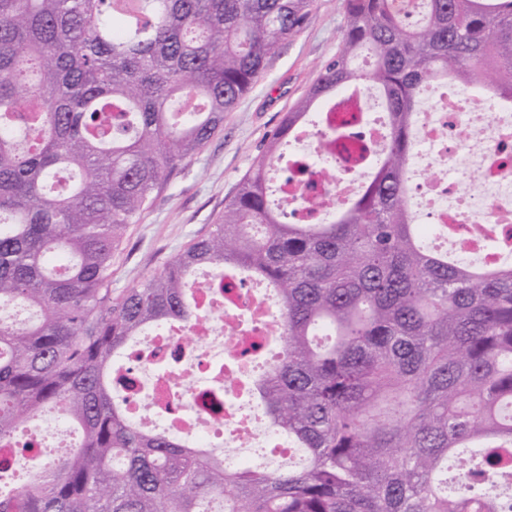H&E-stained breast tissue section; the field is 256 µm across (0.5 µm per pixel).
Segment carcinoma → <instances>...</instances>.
<instances>
[{"label":"carcinoma","mask_w":512,"mask_h":512,"mask_svg":"<svg viewBox=\"0 0 512 512\" xmlns=\"http://www.w3.org/2000/svg\"><path fill=\"white\" fill-rule=\"evenodd\" d=\"M342 48L284 113L209 232L112 295V257L169 177L224 127L313 0H0V440L46 407L78 447L0 512H502L512 491V260L429 248L408 207L422 88L512 97V0H344ZM365 49L373 61L355 66ZM381 98L376 173L330 219L268 200L311 109ZM276 293L280 351L258 405L302 464L221 455L129 420L113 363L153 326L193 322L191 276Z\"/></svg>","instance_id":"cac0c4a2"}]
</instances>
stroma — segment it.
<instances>
[{
  "mask_svg": "<svg viewBox=\"0 0 512 512\" xmlns=\"http://www.w3.org/2000/svg\"><path fill=\"white\" fill-rule=\"evenodd\" d=\"M344 0H314L305 27L279 43L265 70L223 129L174 172L139 223L130 225L112 260V292L149 275L224 212V201L250 167L284 112L307 92L321 67L342 45Z\"/></svg>",
  "mask_w": 512,
  "mask_h": 512,
  "instance_id": "obj_1",
  "label": "stroma"
}]
</instances>
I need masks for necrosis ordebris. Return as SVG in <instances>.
Listing matches in <instances>:
<instances>
[{"mask_svg": "<svg viewBox=\"0 0 512 512\" xmlns=\"http://www.w3.org/2000/svg\"><path fill=\"white\" fill-rule=\"evenodd\" d=\"M368 95L341 97L327 108V121L306 127L296 153L332 161V176L306 182L278 181L276 191L292 220L318 217L355 192L363 173L359 161L329 152V132L350 119L354 146L378 150L387 142L380 113L369 111ZM512 102L453 84L437 85L419 118V144L410 160V202L417 223L442 230L454 252L491 264L512 253ZM198 320L188 327L151 330L139 336L131 359L139 371L140 398L127 407L139 428L162 426L189 445L220 444L224 465L247 466L242 451L266 448L293 455L253 406L248 382L253 345L272 346L280 333L276 304L268 290L241 279L231 291L209 282L195 289Z\"/></svg>", "mask_w": 512, "mask_h": 512, "instance_id": "necrosis-or-debris-1", "label": "necrosis or debris"}]
</instances>
